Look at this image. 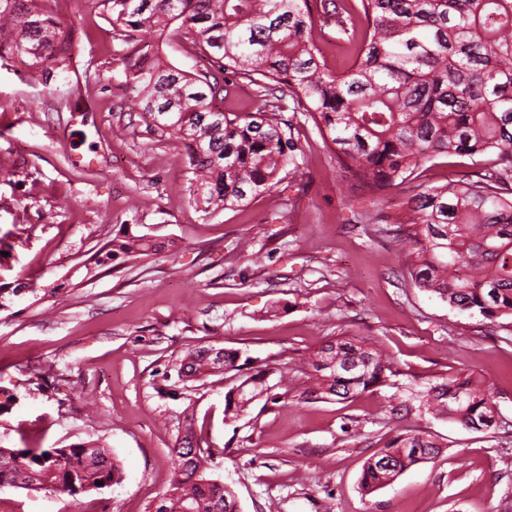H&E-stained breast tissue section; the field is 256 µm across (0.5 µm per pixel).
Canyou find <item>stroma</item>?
<instances>
[{"label": "stroma", "instance_id": "1", "mask_svg": "<svg viewBox=\"0 0 512 512\" xmlns=\"http://www.w3.org/2000/svg\"><path fill=\"white\" fill-rule=\"evenodd\" d=\"M76 27L73 62L49 84L0 60V284H57L0 311V446L98 441L121 484L80 501L0 487V512H150L170 487L183 414L221 447L209 474L241 512H512V319L459 312L416 288L409 245L361 221L369 204L313 123L305 163L270 192L208 214L188 191L187 153L134 110L106 14L48 0ZM156 255L96 277L84 265L124 231ZM352 337L391 358L388 386L318 399L309 361ZM269 365L276 402L224 419L232 382H179L195 347ZM42 366L44 390L28 370ZM457 374L489 386L498 425L469 431L416 396ZM435 434L433 460L363 493L365 461L393 436Z\"/></svg>", "mask_w": 512, "mask_h": 512}]
</instances>
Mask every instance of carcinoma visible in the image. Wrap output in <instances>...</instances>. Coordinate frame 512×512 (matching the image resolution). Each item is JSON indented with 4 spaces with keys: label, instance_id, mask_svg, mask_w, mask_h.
I'll list each match as a JSON object with an SVG mask.
<instances>
[{
    "label": "carcinoma",
    "instance_id": "1",
    "mask_svg": "<svg viewBox=\"0 0 512 512\" xmlns=\"http://www.w3.org/2000/svg\"><path fill=\"white\" fill-rule=\"evenodd\" d=\"M47 0H0V59L47 82L65 71L75 31ZM103 8L125 45L126 82L139 115L160 137L184 146L190 198L206 213L240 206L271 191L280 174L296 172L305 153L294 118L312 121L336 165L348 171L377 207L391 189L409 200L387 224H404L414 285L452 309L486 319L512 318V0H88ZM185 34L217 72L190 73L144 45L146 36ZM343 48L342 72L328 69L324 45ZM37 46L39 54L28 51ZM258 87L254 113L217 106L233 79ZM291 116H285V113ZM467 160L470 171L427 186L424 166L437 157ZM160 245L125 232L85 266L157 253ZM54 295L59 288L0 287L5 294ZM240 355L190 351L177 370L183 382L240 371ZM310 365L321 397L347 398L389 385L388 360L360 342L338 339ZM259 369L224 394V420L246 413L262 394ZM426 410L467 430L496 425L490 390L453 375L431 385ZM186 437L172 449L170 489L153 512H240L236 496L207 476L212 445L185 416ZM422 431L394 437L364 464L370 494L404 470L438 454ZM122 473L101 443L67 448L0 447V487L51 490L75 497L118 485Z\"/></svg>",
    "mask_w": 512,
    "mask_h": 512
}]
</instances>
